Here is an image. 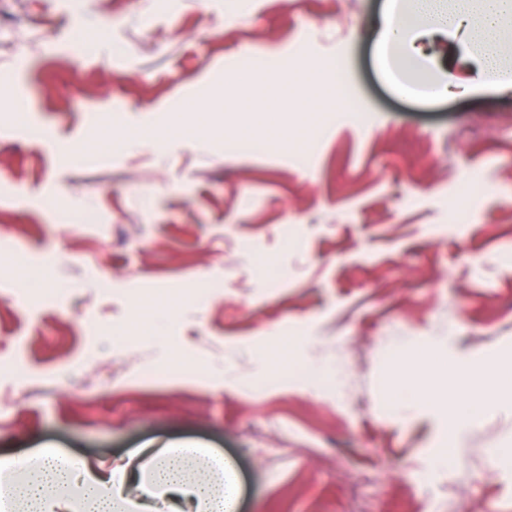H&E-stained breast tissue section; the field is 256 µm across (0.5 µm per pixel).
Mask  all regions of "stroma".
<instances>
[{
    "mask_svg": "<svg viewBox=\"0 0 512 512\" xmlns=\"http://www.w3.org/2000/svg\"><path fill=\"white\" fill-rule=\"evenodd\" d=\"M384 4L0 0V456L191 444L233 460L238 512H512V407L442 463L468 391L391 394L425 349L512 357V92L398 96ZM483 46L439 34L421 67L477 74ZM309 60L352 105L236 149V102ZM193 101L213 131L156 141Z\"/></svg>",
    "mask_w": 512,
    "mask_h": 512,
    "instance_id": "1",
    "label": "stroma"
}]
</instances>
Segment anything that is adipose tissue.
I'll return each mask as SVG.
<instances>
[{
    "mask_svg": "<svg viewBox=\"0 0 512 512\" xmlns=\"http://www.w3.org/2000/svg\"><path fill=\"white\" fill-rule=\"evenodd\" d=\"M475 4L472 12L445 16L439 0H409L404 11L397 9L394 0H387L379 18L377 46L383 53L410 55L419 39L414 22L434 15L439 16L441 27L456 32L477 28L495 34L512 29V0H475ZM309 79L322 84L324 90L315 106L304 111L300 125L290 130L272 121L267 113L248 112L239 121L240 131L247 136L258 131L271 139L291 135L304 142L307 129L322 113L340 110L350 99L344 84L324 80L318 69H311ZM418 370L420 381L446 379L476 390L468 401L448 410V444L438 451L445 461L452 458L484 404L512 397V363L496 364L475 375L444 366L427 351L419 359ZM198 456L205 458L211 472L224 474L227 462L222 455L193 446L141 451L135 468L117 466L109 471L68 459L49 448L23 459L0 457V512H23L21 504L25 501L31 506L30 512H233L237 500L234 482L214 491L205 482L186 479V461Z\"/></svg>",
    "mask_w": 512,
    "mask_h": 512,
    "instance_id": "adipose-tissue-1",
    "label": "adipose tissue"
}]
</instances>
